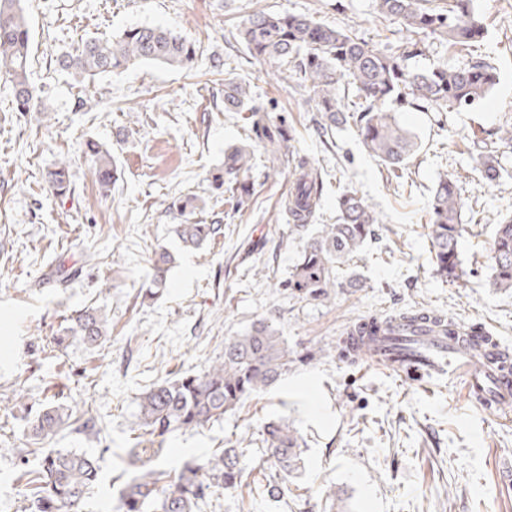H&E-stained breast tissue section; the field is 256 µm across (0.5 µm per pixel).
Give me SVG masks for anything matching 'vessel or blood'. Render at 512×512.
Wrapping results in <instances>:
<instances>
[{
	"instance_id": "1",
	"label": "vessel or blood",
	"mask_w": 512,
	"mask_h": 512,
	"mask_svg": "<svg viewBox=\"0 0 512 512\" xmlns=\"http://www.w3.org/2000/svg\"><path fill=\"white\" fill-rule=\"evenodd\" d=\"M371 364L417 383L444 376L459 379L465 394L488 409L512 414V348L489 330L433 316L380 324L369 351Z\"/></svg>"
}]
</instances>
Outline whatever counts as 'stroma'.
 <instances>
[{
  "label": "stroma",
  "instance_id": "obj_1",
  "mask_svg": "<svg viewBox=\"0 0 512 512\" xmlns=\"http://www.w3.org/2000/svg\"><path fill=\"white\" fill-rule=\"evenodd\" d=\"M474 4L488 29L475 52L496 66L498 81L474 108L398 112L421 148L394 180L353 125L322 135L309 91L274 77L236 36L244 18L264 11L305 13L380 47L409 39L378 15L375 0H24L32 79L44 87L47 109L16 111L10 86L0 82V512H23L19 464L41 446L98 458L100 481L81 512H112L114 478L139 434L141 393L209 366L223 356L225 337L262 318L312 359L224 419L168 437L169 470L229 442L249 451L250 490L201 512H329L331 490L348 512H512V421L471 402L457 380L412 384L366 361L346 363L336 348L359 319L410 309L486 327L512 347V292L491 285L495 226L512 214V153L492 183L468 153L474 133L512 120V0ZM142 24L196 42L194 67L141 63L83 90L56 71L57 55L87 37ZM214 57L223 59L222 72H213ZM228 74L250 85L256 105L287 118L289 152L324 171L314 223L335 221L336 198L347 189L380 212L381 224L346 269L362 287L335 289L324 300L282 288L304 246L281 208L291 174L265 179L259 156L247 204L233 208L214 191L210 173L249 134L245 113L224 109ZM89 138L112 150L110 189L89 173ZM63 159L72 190L59 197L45 176ZM446 172L459 180L468 226L460 242L464 276L454 283L436 276L427 239L428 201ZM179 197L204 200L194 220L221 227L200 249L175 241L172 228L182 218L168 205ZM161 245L175 264L166 287L148 299L151 252ZM88 306L107 315L108 339L93 348L77 338L56 345L67 318ZM59 404L91 406L96 429L66 427L43 441L26 436L39 411ZM278 415L305 446L302 469L273 499L257 487L275 474L261 427Z\"/></svg>",
  "mask_w": 512,
  "mask_h": 512
}]
</instances>
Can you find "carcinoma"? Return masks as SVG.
I'll return each mask as SVG.
<instances>
[{"label": "carcinoma", "instance_id": "obj_1", "mask_svg": "<svg viewBox=\"0 0 512 512\" xmlns=\"http://www.w3.org/2000/svg\"><path fill=\"white\" fill-rule=\"evenodd\" d=\"M380 17L403 26L419 39L397 49L383 50L347 29L330 27L306 14L256 12L241 21L239 40L250 56L273 66L279 74L291 72L298 85L312 94L320 114L322 132L330 134L353 123L364 150L397 175L419 151L418 138L396 118L399 109L418 112H454L478 104L497 84L496 68L481 56H470L461 66L439 62L417 68L410 61L426 50V40L451 46L471 47L484 40L486 30L475 12L473 0H448L443 8H428L424 0H376ZM200 48L180 33L141 25L103 40L89 37L75 52L56 58L60 74L89 86L100 77L137 63L169 68H188L197 62ZM31 40L21 0H0V78L9 82L21 112H44L41 90L31 82ZM357 99L352 112L342 109L346 93ZM224 110L246 112L250 141L224 153V167L211 174L214 189L229 195L241 206L254 192L250 176L254 166L252 147H262L265 178H275L292 164L284 151L291 138L285 120L274 121L269 112L253 103L247 84L224 79ZM491 141L472 140L469 150L482 177L493 182L502 177L501 159L512 151V123L505 122L490 134ZM86 157L96 181L113 179L112 154L94 142L86 143ZM293 188L284 201L292 220L289 231L306 237L298 262L282 287L314 300L327 299L342 286L338 272L358 254L381 223L376 209L355 190L336 198V223L310 226L321 206L324 181L321 171L300 161ZM48 187L57 196L70 192L69 163L61 160L48 171ZM464 201L457 181L439 178L429 202L427 237L434 253L435 272L450 282L463 275L458 245L467 231L461 214ZM218 232L213 224L188 220L173 227L182 248L195 250ZM153 286L165 285L174 263L173 255L160 247L152 252ZM492 286L512 289V215L496 226L492 243ZM109 320L98 307L75 313L64 329L90 346L109 335ZM312 360L288 348L275 325L261 319L238 336L224 338V355L204 370L166 378L142 394L139 403V434L130 456L138 472L121 480L115 512H199L208 499L233 493L247 480L248 456L235 446L215 448L200 463H186L171 475L159 469L165 454L166 436L178 430H194L224 418L248 398L266 391L288 373L297 361ZM93 422L72 408L50 406L40 411L28 432L46 438L73 424ZM262 442L276 479L266 487L268 496L283 492L282 484L301 468L302 438L284 418L269 420L261 428ZM99 481L97 461L76 451L40 452L32 467L17 477L29 512H74Z\"/></svg>", "mask_w": 512, "mask_h": 512}]
</instances>
